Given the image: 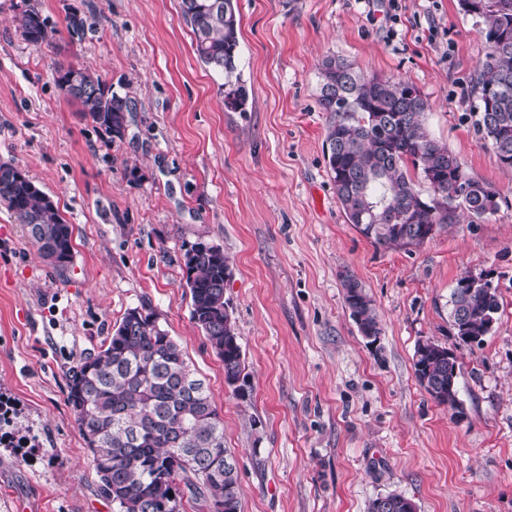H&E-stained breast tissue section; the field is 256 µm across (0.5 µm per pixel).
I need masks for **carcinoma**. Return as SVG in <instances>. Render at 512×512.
<instances>
[{"label": "carcinoma", "mask_w": 512, "mask_h": 512, "mask_svg": "<svg viewBox=\"0 0 512 512\" xmlns=\"http://www.w3.org/2000/svg\"><path fill=\"white\" fill-rule=\"evenodd\" d=\"M484 35L473 84V125L498 165L503 147L512 153V0H458ZM181 14L194 35V52L221 75L224 105L243 112L248 90L238 71L239 20L235 0H180ZM21 36L35 46L50 42L46 19L32 4L17 17ZM77 72L82 94L66 87ZM63 95L111 138H123L131 100L88 70L73 65L56 70ZM319 105L330 114L326 128L327 165L336 198L356 231L376 246L411 251L442 227L498 212L499 194L470 176L448 147L429 136L423 95L405 98L410 84L368 75L339 57L319 67ZM17 165L0 163V205L26 228L39 256L59 274L72 262V228L59 207ZM463 180L474 190L456 197ZM426 184L421 189L420 184ZM183 279L189 289L190 317L224 365V382L242 380L244 399L250 376L236 332L225 283L231 277L224 249L199 239L183 253ZM450 295L451 326L460 340L483 338L498 319V286L492 280L475 288L461 284ZM344 302L361 334L375 337L383 328L375 302L352 275L342 277ZM414 374L439 405L457 410V358L431 340L417 343ZM68 404L91 453L101 494L116 512H182L187 499L210 508L227 503L240 512L238 468L224 446L220 418L205 381L187 361L181 346L144 306L128 309L97 351L69 374ZM388 507L382 509L380 502ZM409 498L389 493L371 500L367 512H416Z\"/></svg>", "instance_id": "obj_1"}]
</instances>
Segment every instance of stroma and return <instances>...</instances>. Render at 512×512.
<instances>
[{"label":"stroma","instance_id":"1","mask_svg":"<svg viewBox=\"0 0 512 512\" xmlns=\"http://www.w3.org/2000/svg\"><path fill=\"white\" fill-rule=\"evenodd\" d=\"M54 35L34 47L0 0V162L25 170L73 226L66 277L0 207V512H113L67 402L72 367L146 306L205 380L235 456L241 512H367L378 495L417 512H512V171L471 119L483 35L458 0H236L245 111L196 57L180 0H34ZM86 20L71 39L66 17ZM329 55L420 90L426 129L500 195L497 213L407 252L348 224L326 164L318 103ZM130 98L123 138L67 101L59 65ZM220 245L253 388L237 398L190 318L184 245ZM382 319L359 333L341 278ZM488 273L500 317L481 345L449 318L457 279ZM456 354L459 411L413 369L417 342ZM381 500L389 505L388 508L383 509V512H417L416 504L411 499L398 493L380 495L371 500L367 512H382L379 507Z\"/></svg>","mask_w":512,"mask_h":512}]
</instances>
